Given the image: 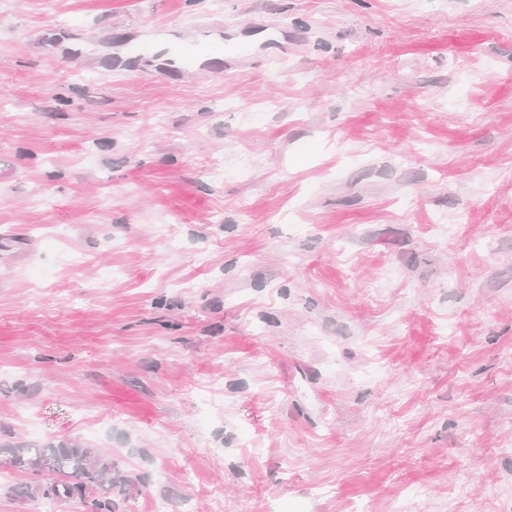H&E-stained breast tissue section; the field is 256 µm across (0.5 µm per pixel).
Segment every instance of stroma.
Masks as SVG:
<instances>
[{
    "label": "stroma",
    "mask_w": 512,
    "mask_h": 512,
    "mask_svg": "<svg viewBox=\"0 0 512 512\" xmlns=\"http://www.w3.org/2000/svg\"><path fill=\"white\" fill-rule=\"evenodd\" d=\"M260 22L291 62L100 65ZM15 441L117 512H512V0H0ZM51 461L61 479L35 492L45 498L88 501L92 512H114L112 502V462H104L90 448L71 443L30 448L23 444L0 446V466L28 469Z\"/></svg>",
    "instance_id": "1"
}]
</instances>
